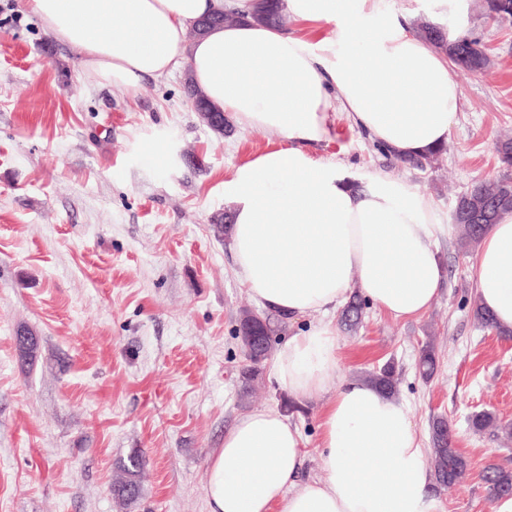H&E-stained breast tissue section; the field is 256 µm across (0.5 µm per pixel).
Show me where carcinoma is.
<instances>
[{
  "mask_svg": "<svg viewBox=\"0 0 512 512\" xmlns=\"http://www.w3.org/2000/svg\"><path fill=\"white\" fill-rule=\"evenodd\" d=\"M255 20L274 26H284L286 18L279 7V0H257ZM420 32L435 47L442 50L447 48L448 34L438 27L425 24L421 26ZM456 36L461 38L460 54L462 58L455 60V63L458 67L469 70L471 66L467 63V60L476 59L473 45L477 43V40L463 30L457 32ZM184 94L187 99L199 105V111H211L208 101L189 78L185 80ZM511 193L512 175L507 172L496 179H481L472 183L468 198L462 200L457 213L453 214V223L460 229V246L464 251L467 252L477 247L486 228L484 224L474 223L470 213V208L474 206V202L483 200L492 206L491 217L488 220V223L492 224L501 213L512 210L511 204L501 206L496 204L499 198ZM364 306V300L357 294L349 300L342 313L346 326L352 328L360 323ZM249 314L250 311H243L237 328V339L244 357L242 389L245 395L248 394L252 383L258 377L261 365L267 360L268 352L272 351L275 344L274 335H276V329L269 326L259 329L260 335L264 336L265 346L255 350L252 349L250 336L254 334V331L246 323ZM419 368L421 376L427 381L435 373V353L433 347L429 344L422 349ZM365 381L375 384L389 395L397 392L394 369L389 363L378 370L367 372ZM445 424L446 419L442 417L433 419L431 424V471L434 485L438 488H449L455 485L465 479L468 472V464L461 456L458 457L454 467H448V448L451 446V438L441 432L442 426ZM471 425L473 430L478 433L493 429L507 438L512 436V423L503 421L490 412L481 411L474 414L471 418ZM144 466L145 460L139 454L129 457L128 462L120 466L113 487L115 494L121 500L132 501L139 496L140 475ZM482 480L488 499L492 501L499 500L512 491V471L500 466L493 464L486 466Z\"/></svg>",
  "mask_w": 512,
  "mask_h": 512,
  "instance_id": "carcinoma-1",
  "label": "carcinoma"
}]
</instances>
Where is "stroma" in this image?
<instances>
[{
    "instance_id": "stroma-1",
    "label": "stroma",
    "mask_w": 512,
    "mask_h": 512,
    "mask_svg": "<svg viewBox=\"0 0 512 512\" xmlns=\"http://www.w3.org/2000/svg\"><path fill=\"white\" fill-rule=\"evenodd\" d=\"M405 15L455 25L493 58L486 73L456 70L462 109L439 162H396L341 112L333 140L309 152L359 181L384 173L418 189L448 224L473 180L503 173L494 144L512 136V17L491 18L479 0L449 13L436 0H385L367 25ZM185 78L133 93L96 84L23 0H0V512H208L210 453L239 415L285 396L266 362L241 398L235 330L258 303L212 230L236 168L284 141L214 133L187 103ZM458 240L437 243L446 280L423 316L370 305L357 330L338 329L340 374L393 363L422 441L446 415L469 464L462 483L437 493L438 512H498L481 474L491 463L512 470V438L473 432L468 418L488 410L512 422V338L477 326L472 256ZM23 329L38 340L28 357L15 342ZM429 342L438 370L426 381L417 362ZM319 408L289 415L305 481L322 475ZM135 453L146 459L141 492L123 506L112 482Z\"/></svg>"
}]
</instances>
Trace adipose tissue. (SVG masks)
Here are the masks:
<instances>
[{
	"instance_id": "obj_1",
	"label": "adipose tissue",
	"mask_w": 512,
	"mask_h": 512,
	"mask_svg": "<svg viewBox=\"0 0 512 512\" xmlns=\"http://www.w3.org/2000/svg\"><path fill=\"white\" fill-rule=\"evenodd\" d=\"M383 0H282L297 25L333 26L311 41L256 22L255 0H26L44 30L81 57L101 84L137 91L186 69L238 128L271 131L285 147L240 166L224 190L237 276L270 311L297 317L342 305L360 290L406 320L436 301L443 270L435 243L448 233L433 200L376 174L352 185L342 165L315 161L341 109L397 161L443 148L461 110L447 52L407 21L370 32ZM239 22L188 39L216 12ZM370 64V78L358 72ZM475 295L512 329V212L489 225L472 258ZM337 331L326 322L277 351L278 384L299 402L324 399L321 470L301 480L302 437L275 409L239 416L208 460L209 512H437L426 450L407 406L364 382L339 378Z\"/></svg>"
}]
</instances>
